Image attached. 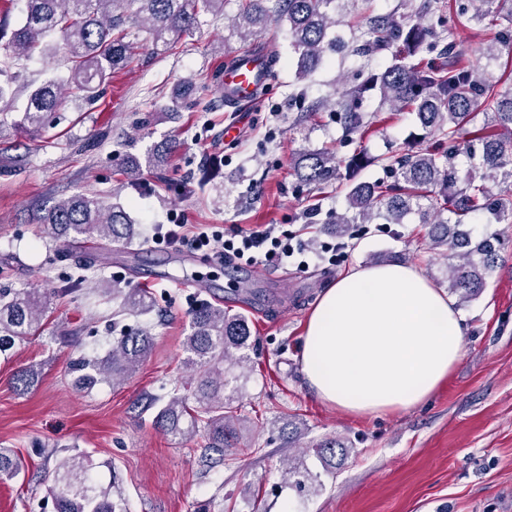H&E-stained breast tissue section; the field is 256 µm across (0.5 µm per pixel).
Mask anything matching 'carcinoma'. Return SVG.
I'll return each instance as SVG.
<instances>
[{
  "label": "carcinoma",
  "mask_w": 512,
  "mask_h": 512,
  "mask_svg": "<svg viewBox=\"0 0 512 512\" xmlns=\"http://www.w3.org/2000/svg\"><path fill=\"white\" fill-rule=\"evenodd\" d=\"M24 22L12 31L9 47L17 58L49 57L60 52L71 63L68 76L35 88L25 110L33 128L44 114L57 108L64 88H75L88 102L99 97V87L113 71L125 66L136 46L128 40L127 23H142L152 50L168 45L173 34L190 35L200 14L224 10V0H25ZM338 0H242L233 27L249 40L273 22L288 25L298 54L297 74L305 77L318 69L327 53L345 47L335 31ZM499 0H465L459 12L476 19L498 12ZM499 31L482 54L512 51V12L498 17ZM363 43L358 51L373 56L396 47L397 62L371 72L366 86L379 91L391 112L409 109L421 127L436 134L435 145L384 158L386 168L396 170L390 184L359 183L347 195V208L336 214V223L428 225L433 249L445 247L458 262L451 265L449 288L468 300L485 287L486 277L500 259V240L471 239L462 229L469 215L489 216L497 223H512V197L495 195L484 181L512 180V94L496 97L486 76L471 64H462L452 45L444 48L448 64L428 67L416 61L428 45L441 40L442 32L413 22L411 16L367 17L361 24ZM361 91L354 90L339 103V122L348 135L365 130L367 121L357 108ZM491 99L482 128L470 129L475 104ZM299 182L325 187L337 179L340 161L328 152H306L293 163ZM48 233L62 242H77L96 235L109 243L129 242L135 224L119 206H105L95 194L64 198L43 216ZM94 291L119 299V312L148 314L154 304L143 288L109 287L98 280ZM51 293L37 288L0 289V352L27 339L42 326ZM250 328L246 317L231 314L224 305L204 300L194 309L191 331L182 347L186 382L191 395L174 387L167 399L151 397L147 409L153 424L174 438L191 440L203 433L202 461L224 463V452L242 435L233 400L224 398L226 370L243 363L238 351L248 347ZM153 349L149 329L125 332L103 357L82 356L70 368L72 384L89 391L101 383L119 384L140 369ZM39 378L38 369L25 367L15 376L16 391L24 394ZM284 480L302 485L321 483L320 475L303 469L291 459L282 460ZM24 470L20 458L0 448V482L16 479ZM53 512H124L112 492L94 483L82 452L69 453L56 463L47 487Z\"/></svg>",
  "instance_id": "cac0c4a2"
}]
</instances>
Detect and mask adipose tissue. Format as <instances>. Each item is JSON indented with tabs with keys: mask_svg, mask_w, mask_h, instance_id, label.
Here are the masks:
<instances>
[{
	"mask_svg": "<svg viewBox=\"0 0 512 512\" xmlns=\"http://www.w3.org/2000/svg\"><path fill=\"white\" fill-rule=\"evenodd\" d=\"M464 342L453 299L417 269L394 263L354 270L323 291L300 360L322 401L380 415L427 401L461 359Z\"/></svg>",
	"mask_w": 512,
	"mask_h": 512,
	"instance_id": "adipose-tissue-1",
	"label": "adipose tissue"
}]
</instances>
